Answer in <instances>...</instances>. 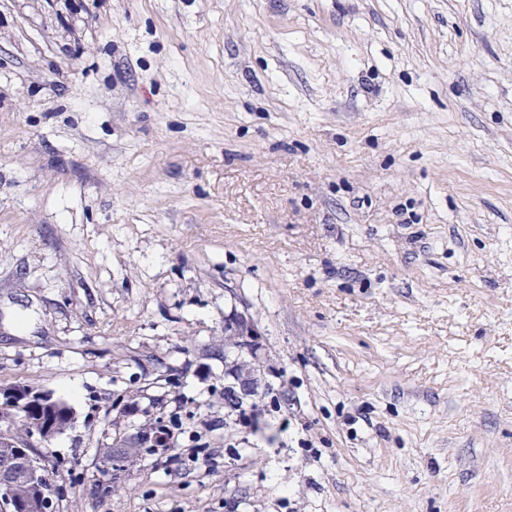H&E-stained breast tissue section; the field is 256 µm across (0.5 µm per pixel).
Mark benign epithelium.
<instances>
[{
	"label": "benign epithelium",
	"mask_w": 512,
	"mask_h": 512,
	"mask_svg": "<svg viewBox=\"0 0 512 512\" xmlns=\"http://www.w3.org/2000/svg\"><path fill=\"white\" fill-rule=\"evenodd\" d=\"M224 327L236 338L238 346L254 355L261 347V334L245 313L224 321ZM229 407L253 395L249 383L236 374L225 384ZM28 404L43 412L28 433L19 436L13 429H0V512H55V488L51 484L46 459L35 448L34 437L46 442L74 420L72 409L53 394L31 387L0 388V408L13 409ZM141 431L131 437H118L112 450L103 457L108 482L117 484L125 474V456L142 442Z\"/></svg>",
	"instance_id": "benign-epithelium-1"
}]
</instances>
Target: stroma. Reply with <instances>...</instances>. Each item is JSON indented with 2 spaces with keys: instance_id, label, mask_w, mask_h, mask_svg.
<instances>
[{
  "instance_id": "obj_1",
  "label": "stroma",
  "mask_w": 512,
  "mask_h": 512,
  "mask_svg": "<svg viewBox=\"0 0 512 512\" xmlns=\"http://www.w3.org/2000/svg\"><path fill=\"white\" fill-rule=\"evenodd\" d=\"M18 386L57 512H512V0H0ZM224 327L230 331L229 335L236 338V342L242 350H246L251 355H256L261 347V334L247 314L237 312L224 321ZM236 342L233 338L224 339V346L225 348H237ZM242 373V371H240ZM238 371L236 372V377H234V382H230L225 384L224 393L226 397L225 403L230 407H234V403L243 402V399L248 396H253V390L250 387L249 383L246 382V379L241 377ZM143 435L140 428L131 437H118L112 443V451H108L106 456L103 457V468L106 475L109 477L108 483L115 485L120 478L125 474V468H128L134 463H140L145 458V455L154 453L150 447L142 446L143 451L131 452L138 448L139 444L143 441ZM104 452V453H105ZM131 452V453H130ZM128 455L127 463L125 466V456ZM112 485H107L112 488Z\"/></svg>"
}]
</instances>
